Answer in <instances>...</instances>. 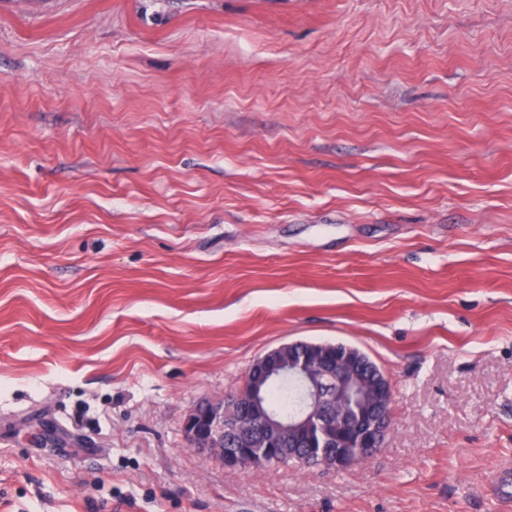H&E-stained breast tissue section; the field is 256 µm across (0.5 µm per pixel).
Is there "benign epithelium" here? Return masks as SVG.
<instances>
[{
	"label": "benign epithelium",
	"mask_w": 512,
	"mask_h": 512,
	"mask_svg": "<svg viewBox=\"0 0 512 512\" xmlns=\"http://www.w3.org/2000/svg\"><path fill=\"white\" fill-rule=\"evenodd\" d=\"M298 341L256 358L238 388L197 404L186 416L187 445L227 468L266 470L293 459L343 471L364 464L383 447L391 429L395 394L387 373L353 348ZM294 382L297 411L284 417L265 400V389Z\"/></svg>",
	"instance_id": "1"
}]
</instances>
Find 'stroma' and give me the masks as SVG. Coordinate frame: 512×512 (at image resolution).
I'll list each match as a JSON object with an SVG mask.
<instances>
[{
  "instance_id": "obj_1",
  "label": "stroma",
  "mask_w": 512,
  "mask_h": 512,
  "mask_svg": "<svg viewBox=\"0 0 512 512\" xmlns=\"http://www.w3.org/2000/svg\"><path fill=\"white\" fill-rule=\"evenodd\" d=\"M298 340L384 448L187 446ZM508 458L512 0H0V512H500Z\"/></svg>"
}]
</instances>
